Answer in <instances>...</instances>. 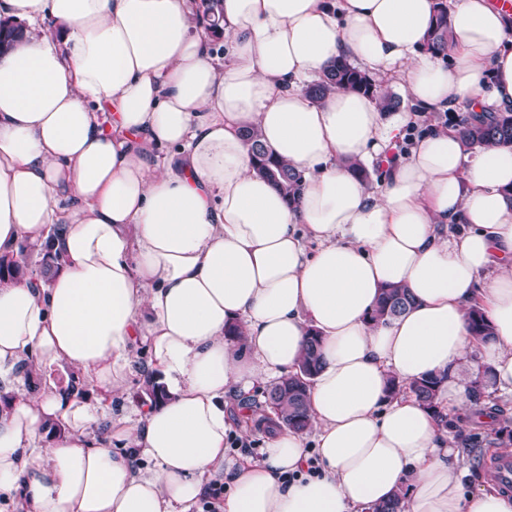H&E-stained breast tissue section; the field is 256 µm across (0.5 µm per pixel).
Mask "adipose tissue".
<instances>
[{"label": "adipose tissue", "mask_w": 512, "mask_h": 512, "mask_svg": "<svg viewBox=\"0 0 512 512\" xmlns=\"http://www.w3.org/2000/svg\"><path fill=\"white\" fill-rule=\"evenodd\" d=\"M199 3L0 0L23 30L0 55V256L25 242L61 257L50 278L0 279V370L65 365L112 397L144 343L168 392L103 430L68 387L5 384L0 493L17 512H196L221 472L223 512H366L397 493L404 512H512L468 489L447 429L388 390L433 374L445 410L467 407V363L512 394V146L473 154L434 127L377 190L351 172L417 113L512 108V12L450 0L438 51L437 0H223L219 57ZM340 59L411 111L386 118L351 90L314 101L306 84ZM249 126L303 173L296 204L255 171ZM389 284L413 303L372 320ZM312 328L309 429L234 463L226 394L297 372ZM437 5L435 24L429 35V46L433 49L442 50L448 46V39L450 38L448 5L446 0H439ZM467 316L472 335L481 341H488L493 335V331L480 307L477 305L470 307Z\"/></svg>", "instance_id": "ef3b65f1"}]
</instances>
